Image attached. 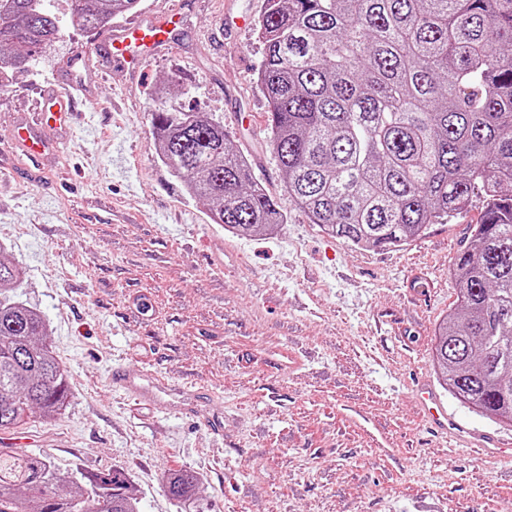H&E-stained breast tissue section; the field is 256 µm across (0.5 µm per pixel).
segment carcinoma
I'll return each mask as SVG.
<instances>
[{
    "label": "carcinoma",
    "instance_id": "cac0c4a2",
    "mask_svg": "<svg viewBox=\"0 0 512 512\" xmlns=\"http://www.w3.org/2000/svg\"><path fill=\"white\" fill-rule=\"evenodd\" d=\"M46 2L0 0L3 69L31 68L62 35ZM75 2L68 25L80 32L140 5ZM256 28L270 145L311 223L356 247H397L483 197L435 359L457 399L512 422V0H266ZM152 126L158 158L189 196L215 203L214 223L245 235L284 223L223 121L158 108ZM22 277L0 260V288ZM45 336L40 312L0 300L1 433L68 404ZM199 483L187 470L164 477L177 500ZM0 512H138V498L120 469L82 483L15 448L0 451Z\"/></svg>",
    "mask_w": 512,
    "mask_h": 512
}]
</instances>
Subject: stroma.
<instances>
[{
	"instance_id": "obj_1",
	"label": "stroma",
	"mask_w": 512,
	"mask_h": 512,
	"mask_svg": "<svg viewBox=\"0 0 512 512\" xmlns=\"http://www.w3.org/2000/svg\"><path fill=\"white\" fill-rule=\"evenodd\" d=\"M180 7L175 50L141 77L90 56L89 98L61 152L32 163L0 151V258L25 276L0 296L38 310L67 370L55 421L30 414L20 446L61 473L127 472L139 512H512V424L473 411L433 360L456 300L449 269L483 202L397 247H354L289 198L269 146L257 84L265 0H141ZM249 16L223 45L220 15ZM95 33L64 30L37 64L0 88V136L71 93L68 63ZM206 112L254 160L287 221L239 236L211 220L156 155L155 108ZM163 376L166 413L133 406L113 369ZM429 381L449 414L500 435L498 462L426 428L415 387ZM224 418L215 439L207 419ZM194 472L189 501L162 478Z\"/></svg>"
}]
</instances>
